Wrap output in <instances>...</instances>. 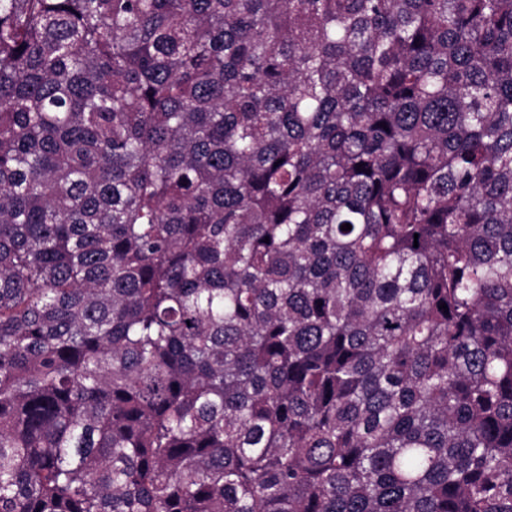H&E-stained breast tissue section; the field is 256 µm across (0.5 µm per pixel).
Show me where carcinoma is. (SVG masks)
I'll list each match as a JSON object with an SVG mask.
<instances>
[{"label":"carcinoma","instance_id":"1","mask_svg":"<svg viewBox=\"0 0 512 512\" xmlns=\"http://www.w3.org/2000/svg\"><path fill=\"white\" fill-rule=\"evenodd\" d=\"M0 512H512V0H0Z\"/></svg>","mask_w":512,"mask_h":512}]
</instances>
